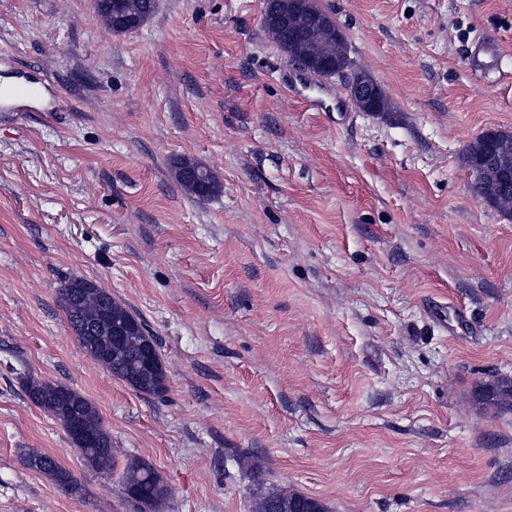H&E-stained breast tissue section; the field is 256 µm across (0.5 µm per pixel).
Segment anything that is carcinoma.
I'll use <instances>...</instances> for the list:
<instances>
[{
  "label": "carcinoma",
  "instance_id": "1",
  "mask_svg": "<svg viewBox=\"0 0 512 512\" xmlns=\"http://www.w3.org/2000/svg\"><path fill=\"white\" fill-rule=\"evenodd\" d=\"M155 9V0H95V12L109 18L112 31L118 34L141 27ZM262 27L288 57L312 55L320 61L351 66L346 42L336 32L316 31L309 37L290 42L284 26L272 17L263 18ZM503 139L512 141V134L489 131L468 146L465 163L471 172L493 167L495 151ZM174 174L185 191L198 199H209L221 191V184L213 172L194 160L184 158L177 162ZM474 187L488 203L512 216V195L485 194L477 181ZM59 297L82 351L113 377L139 392L153 396L167 392V374L156 338L141 320L112 297V293L93 282L71 278L61 284ZM143 347L153 350L152 358L147 362L141 358ZM25 392L34 405L60 421L88 466L105 474L115 469L117 457L116 449L112 448V436L90 401L64 385L34 379L26 382ZM478 395L486 405L501 411L512 409L511 381L498 379L483 384L478 388ZM25 464L49 475L68 493H76L80 488L72 472L47 454L29 451L25 455ZM121 486L138 495L134 512H163L170 498L168 486L153 465L141 458L126 459ZM255 512H323V506L313 498L276 490L256 500Z\"/></svg>",
  "mask_w": 512,
  "mask_h": 512
}]
</instances>
